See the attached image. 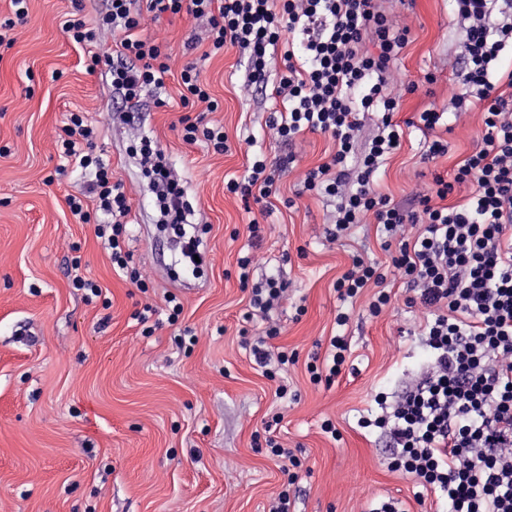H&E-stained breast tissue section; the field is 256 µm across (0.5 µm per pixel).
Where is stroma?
I'll return each mask as SVG.
<instances>
[{
    "mask_svg": "<svg viewBox=\"0 0 512 512\" xmlns=\"http://www.w3.org/2000/svg\"><path fill=\"white\" fill-rule=\"evenodd\" d=\"M385 4L411 30L394 64L399 79L435 77L429 89L402 98V148L379 177L381 190L405 205L433 174H453L474 150L482 121L476 111L451 121L447 154L422 161L425 136L413 120L451 91L457 19L450 0ZM72 9V0H28L12 46L0 47V512H270L284 490L291 512H371L382 498L399 501L403 512H436L435 497L390 471L384 443L357 424L377 392L397 390L426 359L413 334L422 310L407 306L400 279L388 277L392 302L376 317L369 295L348 302L333 288L353 256L385 262L372 221L357 225L352 239L329 241L324 228L334 202L309 194L263 217L266 234L250 279L275 275L288 285L272 312L281 333L270 341L297 355L286 395L246 347L265 325L242 319L248 298L237 259L251 248L249 216L225 184L244 174L251 153L272 158L292 149L299 162L281 181L282 194L292 196L331 140L309 132L292 148L276 141L266 124L275 100L242 92L236 50L206 57L188 49V37L205 23L185 13L147 20L173 73L162 92L145 93L142 111H123L107 66L87 72L82 49L61 29ZM189 62L218 104L194 112L224 128L227 153L181 137L177 73ZM159 97L165 106H156ZM71 111L88 114L94 149L124 187L127 247L148 292L113 270L94 225L78 223L67 205L83 180L76 166L58 169L56 132ZM145 134L184 182L191 222L208 227L201 273L179 269L178 247L157 223L139 159L129 151ZM77 275L95 281L101 296L73 288ZM170 294L183 305L173 325L166 320ZM147 303L156 327L144 336L133 315ZM341 309L350 313L343 326L336 323ZM336 335L348 338L350 360L332 384H313L306 364ZM275 416L280 422L266 434ZM327 419L338 438L322 431ZM270 436L303 461L299 483L288 485L268 454Z\"/></svg>",
    "mask_w": 512,
    "mask_h": 512,
    "instance_id": "1",
    "label": "stroma"
}]
</instances>
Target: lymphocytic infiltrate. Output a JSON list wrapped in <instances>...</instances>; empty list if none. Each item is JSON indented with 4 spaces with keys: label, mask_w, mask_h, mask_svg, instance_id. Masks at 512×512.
Here are the masks:
<instances>
[{
    "label": "lymphocytic infiltrate",
    "mask_w": 512,
    "mask_h": 512,
    "mask_svg": "<svg viewBox=\"0 0 512 512\" xmlns=\"http://www.w3.org/2000/svg\"><path fill=\"white\" fill-rule=\"evenodd\" d=\"M459 23L462 68L447 105L419 112V127L430 133L425 151L432 160L446 151L435 139L450 113L480 109L484 130L475 151L453 179L434 174L419 185L411 209L379 192L381 168L401 146L395 116L402 85L392 68L409 43L410 30L386 11L380 0H108L94 25L81 4L63 23L68 38L86 56L87 71L101 63L100 37L116 38L120 62L109 71L112 92L127 111H138L146 90L164 88L171 70L161 43L142 35L145 13H187L207 22L212 52L236 49L246 62L245 86L271 88L286 111L272 110L268 126L290 144L305 133L330 136L336 150L306 171L300 193L332 199L330 239L350 236L355 225L373 218L394 271L422 306L419 329L427 363L415 383L395 396L375 397L378 413L360 418L361 427L385 438L390 470L412 477L448 505V512H512V71L500 61L512 50V0H452ZM284 68L274 71L275 59ZM375 130L364 135L366 114ZM184 142H201L216 153L229 151L222 127L186 113L179 120ZM95 133L86 113H68L56 136L60 158L84 171L86 180L67 203L83 224H94L112 266L140 289L148 284L130 264L126 248L130 207L112 169L88 143ZM155 193L163 230L173 233L181 254H199L201 236L189 216L186 187L150 136L131 145ZM295 155L274 162L255 154L241 178L226 189L242 202L270 208L295 198L281 197L278 182ZM468 184L470 198L453 205L446 199ZM253 252L238 260L239 280L250 285V317L267 321L252 353L267 376L286 370L287 352L271 354L268 341L280 330L268 321L286 287L279 279L250 284ZM387 275L376 263L353 258L336 281L341 300L374 288L369 304L379 315L391 303Z\"/></svg>",
    "instance_id": "f902f5d3"
}]
</instances>
